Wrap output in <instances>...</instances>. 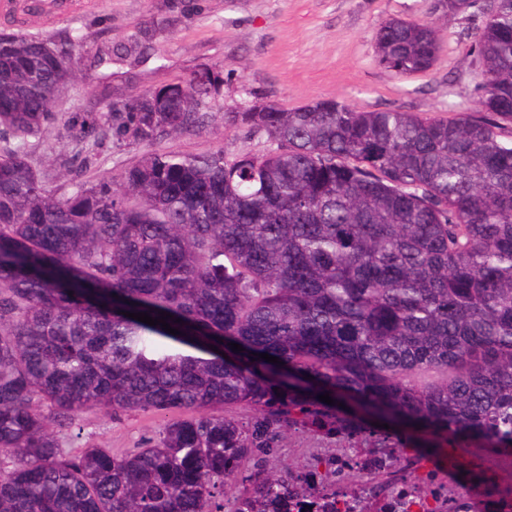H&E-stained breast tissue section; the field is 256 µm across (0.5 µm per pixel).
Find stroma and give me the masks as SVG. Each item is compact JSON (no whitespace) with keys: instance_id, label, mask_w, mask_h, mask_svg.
Wrapping results in <instances>:
<instances>
[{"instance_id":"stroma-1","label":"stroma","mask_w":512,"mask_h":512,"mask_svg":"<svg viewBox=\"0 0 512 512\" xmlns=\"http://www.w3.org/2000/svg\"><path fill=\"white\" fill-rule=\"evenodd\" d=\"M436 0H77L55 15L0 16V29L31 36L84 37L80 77L56 99L58 120L49 126L32 158L40 170L66 171L51 188L107 175L121 178L150 148L179 154L223 151L226 159L262 153V134H248L229 116L242 106L273 101L293 109L336 98L365 111L399 110L422 118L460 116L474 99L475 21L447 19ZM426 20L437 29L441 50L425 73L398 76L375 56L373 33L387 19ZM102 66H93L94 58ZM224 70L215 105L189 132L155 144L103 140L91 166L70 126L105 100L121 102L190 78L201 67ZM168 414L104 410L80 413L75 430H60L73 454L94 446L119 454L158 435Z\"/></svg>"}]
</instances>
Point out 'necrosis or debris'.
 Returning a JSON list of instances; mask_svg holds the SVG:
<instances>
[{
  "label": "necrosis or debris",
  "mask_w": 512,
  "mask_h": 512,
  "mask_svg": "<svg viewBox=\"0 0 512 512\" xmlns=\"http://www.w3.org/2000/svg\"><path fill=\"white\" fill-rule=\"evenodd\" d=\"M292 482L276 512H500L498 497L461 490L412 449L385 456L343 435L296 437Z\"/></svg>",
  "instance_id": "1"
}]
</instances>
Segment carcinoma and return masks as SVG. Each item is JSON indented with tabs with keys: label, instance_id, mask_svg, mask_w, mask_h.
I'll return each mask as SVG.
<instances>
[{
	"label": "carcinoma",
	"instance_id": "carcinoma-1",
	"mask_svg": "<svg viewBox=\"0 0 512 512\" xmlns=\"http://www.w3.org/2000/svg\"><path fill=\"white\" fill-rule=\"evenodd\" d=\"M438 6L481 21L473 114L270 102L233 115L267 135L261 154L154 149L64 196L31 154L83 39L0 31V512H221L242 460L269 512L291 429L421 447L405 424L512 454V0ZM374 41L401 76L441 48L420 20H386ZM223 83L138 94L107 124L84 119L81 141L187 131ZM127 312H164L178 333ZM224 336L233 360L208 344ZM262 353L278 358L264 373ZM236 406L258 415L244 425ZM90 409L175 417L137 448L73 456L54 427Z\"/></svg>",
	"mask_w": 512,
	"mask_h": 512
}]
</instances>
